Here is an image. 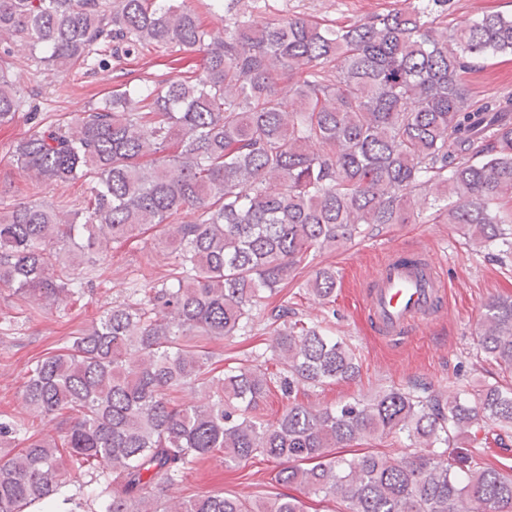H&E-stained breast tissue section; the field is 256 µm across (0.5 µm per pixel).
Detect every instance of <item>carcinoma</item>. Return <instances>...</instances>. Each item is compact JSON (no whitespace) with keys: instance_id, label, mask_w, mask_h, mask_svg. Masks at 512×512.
<instances>
[{"instance_id":"obj_1","label":"carcinoma","mask_w":512,"mask_h":512,"mask_svg":"<svg viewBox=\"0 0 512 512\" xmlns=\"http://www.w3.org/2000/svg\"><path fill=\"white\" fill-rule=\"evenodd\" d=\"M450 0H412L329 26L302 17L233 19L214 36L176 0H0L3 54L50 71L104 65L155 46L201 55L189 75L114 90L21 139L13 161L39 184H88L66 218L44 202L0 210V287L30 311L81 302V268L155 228L168 249L160 287L134 288L99 320L36 360L23 414L0 415V512L47 500L64 512H512V467L460 446L512 435V296L483 306L482 360L499 380L448 395L391 387L313 407L299 391L354 381L355 350L318 323L273 316L266 352L215 372L207 342L253 329V308L366 224H454L479 249L512 255V93L472 99L463 57L512 56V16L448 27ZM25 100L0 59V125ZM184 211L195 219L176 223ZM301 290L324 303L336 272ZM288 400L265 419L273 390ZM57 421L28 433L29 419ZM405 437L406 452L371 447ZM261 456L292 490L253 501L165 493L197 463ZM91 476L82 493L74 478Z\"/></svg>"}]
</instances>
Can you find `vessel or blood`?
Returning a JSON list of instances; mask_svg holds the SVG:
<instances>
[{
	"label": "vessel or blood",
	"mask_w": 512,
	"mask_h": 512,
	"mask_svg": "<svg viewBox=\"0 0 512 512\" xmlns=\"http://www.w3.org/2000/svg\"><path fill=\"white\" fill-rule=\"evenodd\" d=\"M444 292L431 257L413 254L408 262L389 258L364 295L367 318L378 334L407 333L422 314L437 309Z\"/></svg>",
	"instance_id": "obj_1"
}]
</instances>
